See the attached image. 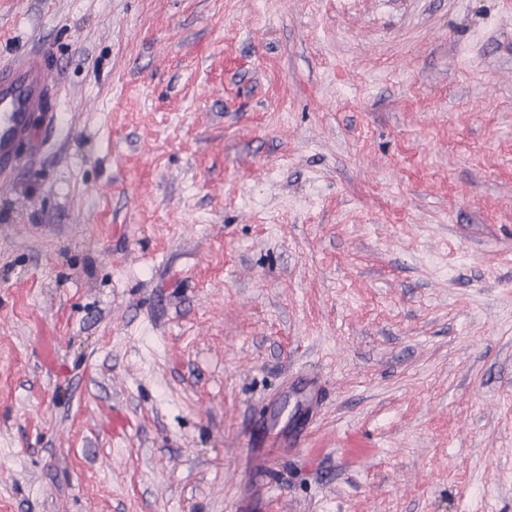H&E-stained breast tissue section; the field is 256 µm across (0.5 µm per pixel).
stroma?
Returning a JSON list of instances; mask_svg holds the SVG:
<instances>
[{
    "mask_svg": "<svg viewBox=\"0 0 512 512\" xmlns=\"http://www.w3.org/2000/svg\"><path fill=\"white\" fill-rule=\"evenodd\" d=\"M43 48L0 512H512V0H0Z\"/></svg>",
    "mask_w": 512,
    "mask_h": 512,
    "instance_id": "obj_1",
    "label": "stroma"
}]
</instances>
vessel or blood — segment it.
I'll use <instances>...</instances> for the list:
<instances>
[{"mask_svg":"<svg viewBox=\"0 0 512 512\" xmlns=\"http://www.w3.org/2000/svg\"><path fill=\"white\" fill-rule=\"evenodd\" d=\"M55 84L47 52L22 54L0 65V173L14 169L21 144L39 152L41 141L32 127L33 117L39 114L46 125L56 124Z\"/></svg>","mask_w":512,"mask_h":512,"instance_id":"obj_1","label":"vessel or blood"}]
</instances>
